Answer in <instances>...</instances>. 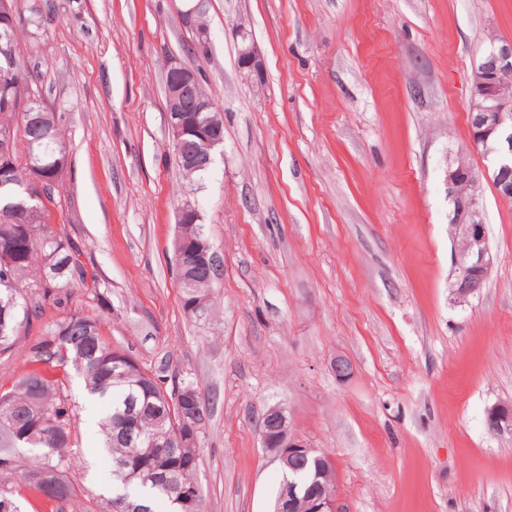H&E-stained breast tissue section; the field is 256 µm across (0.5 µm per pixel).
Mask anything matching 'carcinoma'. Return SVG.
I'll list each match as a JSON object with an SVG mask.
<instances>
[{
    "label": "carcinoma",
    "mask_w": 512,
    "mask_h": 512,
    "mask_svg": "<svg viewBox=\"0 0 512 512\" xmlns=\"http://www.w3.org/2000/svg\"><path fill=\"white\" fill-rule=\"evenodd\" d=\"M31 75L21 55L0 52V130L22 138L29 160L18 164L15 184L0 189V249L15 253L8 274L0 272V307L10 306L13 319L0 328V498L8 496L17 512H66L84 496L103 512H182L177 489L145 479L170 469L182 483L197 481V467L182 468L199 458V443L180 436L183 407L177 392L183 384L164 386L162 370H149L103 334L104 313L84 311L82 292L97 288L79 257L80 248L48 224L49 205L62 187L68 146L59 117L31 93ZM51 184L41 194L25 182L31 167ZM177 280L182 309L199 303L190 314L209 310L215 278L187 257ZM59 318L43 323L45 305ZM25 341L28 369L15 377L11 365L17 343ZM81 375L90 400L104 410L99 420L103 447L112 460L115 491L99 498L69 475L71 460L81 456L76 415L67 395V367ZM136 434L123 438L125 428ZM39 451L35 466L25 464V451ZM27 476L19 482L15 474Z\"/></svg>",
    "instance_id": "obj_1"
}]
</instances>
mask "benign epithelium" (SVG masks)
<instances>
[{"label": "benign epithelium", "instance_id": "benign-epithelium-1", "mask_svg": "<svg viewBox=\"0 0 512 512\" xmlns=\"http://www.w3.org/2000/svg\"><path fill=\"white\" fill-rule=\"evenodd\" d=\"M203 0L182 13V21L195 36L209 37L199 28ZM242 38L239 67L258 74L262 60L247 32ZM169 109L165 111L171 143L177 146L188 174L212 165L214 154L224 144V123L214 103L201 92L198 73L172 62L166 73ZM470 146L482 150L489 162L478 173L463 152L447 160L444 184L452 206L449 234L453 241L449 273L450 301L456 305L470 302L483 288L494 266L495 257L484 221L483 181L492 184L497 197L512 202V40L494 39L480 56L470 95ZM17 151L12 132H0V187L12 184L10 173L16 168ZM198 211L192 202H184L178 210L177 234L174 240L175 265L182 262L183 250L194 239L191 229ZM188 406L184 420L187 440L197 439L204 423L196 391L183 390ZM485 425L496 435L512 437V403H495L485 412ZM262 448L291 479L284 484L274 512H343L338 491L321 482L323 466H333L332 459L311 441L295 432L288 407L277 404L266 409L260 425ZM313 463L305 476L299 473Z\"/></svg>", "mask_w": 512, "mask_h": 512}]
</instances>
